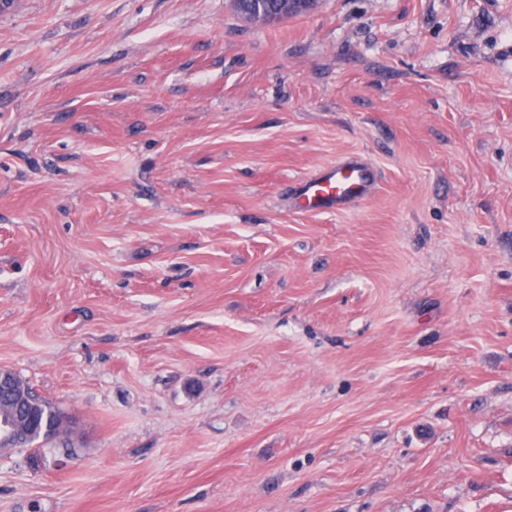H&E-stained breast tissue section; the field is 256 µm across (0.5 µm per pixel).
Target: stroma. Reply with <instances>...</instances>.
Segmentation results:
<instances>
[{
    "mask_svg": "<svg viewBox=\"0 0 512 512\" xmlns=\"http://www.w3.org/2000/svg\"><path fill=\"white\" fill-rule=\"evenodd\" d=\"M0 367V512H512V0L0 5ZM272 5H267L260 10L248 9L243 15L249 19L268 21L270 19H287L297 14L307 13L313 9L316 0H271ZM376 181L377 170L372 163L363 157H348L297 181L290 199L305 212L339 211L368 198ZM17 392L19 396L26 394L30 403L24 409L23 405L18 406L19 400L13 397H0V415L11 418L19 424H23L27 414L35 416L38 420L34 428V437L26 448L30 439V433L18 425L5 423L0 420V444L7 448H22L29 450L32 455L40 452L45 445L52 443L57 437L66 434L70 420L63 415L58 408L50 402L37 395L30 384L17 375Z\"/></svg>",
    "mask_w": 512,
    "mask_h": 512,
    "instance_id": "obj_1",
    "label": "stroma"
}]
</instances>
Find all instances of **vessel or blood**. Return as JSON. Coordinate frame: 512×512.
Instances as JSON below:
<instances>
[{
    "label": "vessel or blood",
    "mask_w": 512,
    "mask_h": 512,
    "mask_svg": "<svg viewBox=\"0 0 512 512\" xmlns=\"http://www.w3.org/2000/svg\"><path fill=\"white\" fill-rule=\"evenodd\" d=\"M376 181L372 163L359 156L348 157L297 181L290 198L306 212H334L368 198Z\"/></svg>",
    "instance_id": "b4317fda"
}]
</instances>
